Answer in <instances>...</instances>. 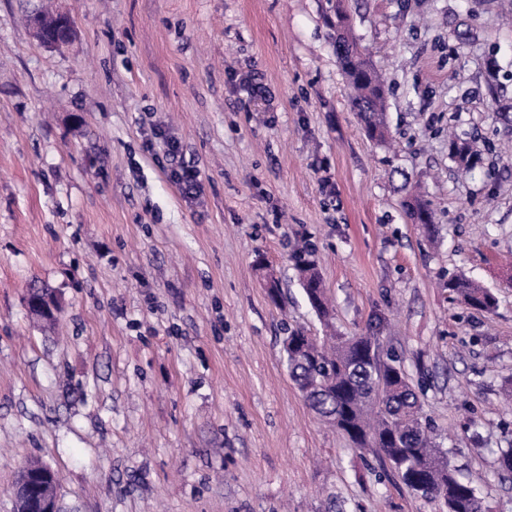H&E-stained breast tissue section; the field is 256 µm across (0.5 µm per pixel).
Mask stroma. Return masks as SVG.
Returning a JSON list of instances; mask_svg holds the SVG:
<instances>
[{
  "instance_id": "stroma-1",
  "label": "stroma",
  "mask_w": 512,
  "mask_h": 512,
  "mask_svg": "<svg viewBox=\"0 0 512 512\" xmlns=\"http://www.w3.org/2000/svg\"><path fill=\"white\" fill-rule=\"evenodd\" d=\"M51 2L75 18L61 48L25 21L42 0H0V512L33 461L66 512H445L291 381L287 328L322 333L299 240L338 332L380 336L485 512H512V0H346L389 85L384 144L350 105L336 0ZM452 133L482 156L470 173ZM416 185L432 239L403 208ZM461 273L494 313L451 300ZM32 284L54 324L28 313ZM163 151L181 191L188 196L196 195L201 189L200 172L184 160L178 141L164 138Z\"/></svg>"
}]
</instances>
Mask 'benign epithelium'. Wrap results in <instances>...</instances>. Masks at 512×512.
I'll use <instances>...</instances> for the list:
<instances>
[{
	"mask_svg": "<svg viewBox=\"0 0 512 512\" xmlns=\"http://www.w3.org/2000/svg\"><path fill=\"white\" fill-rule=\"evenodd\" d=\"M30 313L52 318L57 313L55 302L48 294L26 301ZM58 478L47 464H28L17 474L12 485L14 512H63L59 503Z\"/></svg>",
	"mask_w": 512,
	"mask_h": 512,
	"instance_id": "obj_1",
	"label": "benign epithelium"
}]
</instances>
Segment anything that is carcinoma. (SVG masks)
Segmentation results:
<instances>
[{"label":"carcinoma","instance_id":"1","mask_svg":"<svg viewBox=\"0 0 512 512\" xmlns=\"http://www.w3.org/2000/svg\"><path fill=\"white\" fill-rule=\"evenodd\" d=\"M56 17L40 12L31 22H41L47 36L63 40L66 35L54 26ZM330 27L336 32L334 44L344 47L336 52V59L353 90V110L365 134L383 142L388 133L385 83L354 36L352 24L339 29L332 22ZM448 151L465 170L478 163V153L467 141L449 140ZM405 208L413 223L428 237H435V213L424 195L410 192ZM291 259L305 297L329 329L321 340L302 329L288 333V374L311 411L357 447L377 448L408 488L442 502L447 512H483L476 488L460 477L423 420L418 395L396 355L389 352L381 359L380 337L370 332L359 336L336 333L334 310L313 249L297 246ZM446 288L454 300L472 310L490 313L496 308L493 292L464 274L448 278Z\"/></svg>","mask_w":512,"mask_h":512}]
</instances>
